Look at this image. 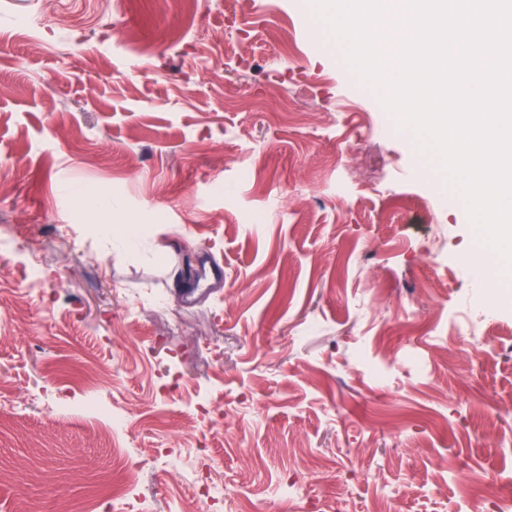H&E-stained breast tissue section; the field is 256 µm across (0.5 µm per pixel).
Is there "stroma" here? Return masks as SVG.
Masks as SVG:
<instances>
[{"label": "stroma", "mask_w": 512, "mask_h": 512, "mask_svg": "<svg viewBox=\"0 0 512 512\" xmlns=\"http://www.w3.org/2000/svg\"><path fill=\"white\" fill-rule=\"evenodd\" d=\"M313 18L0 0V512H105L126 462L174 512L164 442L223 512H512V288L473 286L463 204ZM189 259L223 270L191 304ZM84 399L129 412L121 455L47 415Z\"/></svg>", "instance_id": "1"}]
</instances>
